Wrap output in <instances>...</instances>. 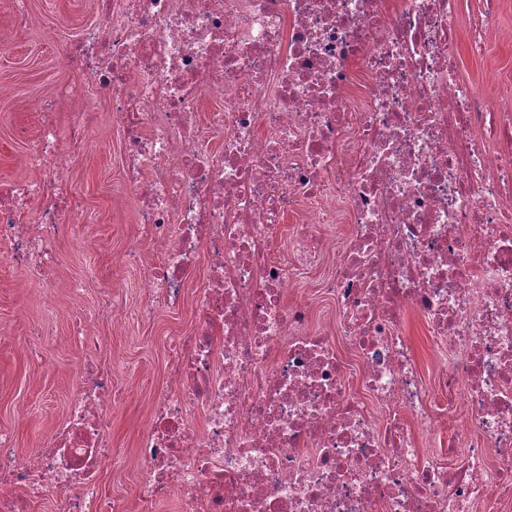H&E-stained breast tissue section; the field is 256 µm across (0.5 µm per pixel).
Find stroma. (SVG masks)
Here are the masks:
<instances>
[{
	"label": "stroma",
	"instance_id": "35a3bbf8",
	"mask_svg": "<svg viewBox=\"0 0 512 512\" xmlns=\"http://www.w3.org/2000/svg\"><path fill=\"white\" fill-rule=\"evenodd\" d=\"M94 0H24L34 27L17 28L9 15L0 14V85L12 88V96L0 98V182L22 176L16 158L26 148L18 133L36 131L31 105L48 96L55 85L69 79L61 62L63 46L93 24ZM512 30V0H498L492 32L483 57L462 55V74L480 86L492 103L512 100V42L503 32ZM495 81H487L488 73ZM121 137L109 126L99 127L86 159L73 168L70 185L73 203L84 212L81 224L61 226L56 246L62 256L55 270L57 288L42 294L29 275L0 259V431L12 433L16 456H26L60 425L66 416L69 392L61 380L82 364L83 351L72 345L68 285L78 280L88 305L100 304L105 294L123 299L127 318L119 325L110 320L98 324L99 357L112 369V381L120 392L111 408L112 442L122 454L100 473L103 493L118 507L134 497L139 472L134 458L137 440L148 422L149 401L167 381L168 351L173 336L189 332L195 322L189 303L174 307L152 306L141 287L140 269L126 255L134 244L133 203H120L123 193ZM349 230L347 216L322 225L328 242L322 260L301 269L292 297L310 299L312 326L335 334L336 307L322 293L332 274L336 255ZM51 322L53 338L33 352L20 351L17 337L28 335L34 325ZM419 375L434 384L441 368L436 343L425 322L411 310L403 315Z\"/></svg>",
	"mask_w": 512,
	"mask_h": 512
}]
</instances>
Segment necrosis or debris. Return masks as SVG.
<instances>
[{
  "label": "necrosis or debris",
  "instance_id": "1",
  "mask_svg": "<svg viewBox=\"0 0 512 512\" xmlns=\"http://www.w3.org/2000/svg\"><path fill=\"white\" fill-rule=\"evenodd\" d=\"M98 22L70 43V82L35 101L36 136L18 158L36 180L0 186V258L53 287L69 170L89 148L90 116L60 125V103L106 92L122 137L141 245L127 259L158 306L178 304L199 261L209 280L192 332L170 344L137 449L135 498L180 512H504L512 505V105H488L459 66L486 50L489 18L460 0H97ZM466 45H459L460 29ZM367 78L349 94L353 69ZM221 93L210 122L224 147L199 144L200 91ZM38 200L36 223L21 203ZM313 204L289 251L284 216ZM350 234L324 292L339 312L352 374L289 305L320 257L323 205ZM72 339L62 427L26 458L0 432V512L52 497L68 512H115L99 484L113 453L111 370L99 315L70 287ZM425 320L443 366L421 383L403 310ZM359 387H352V377ZM467 412L449 419L457 394ZM386 410L377 422L369 405ZM450 429L445 467L416 429Z\"/></svg>",
  "mask_w": 512,
  "mask_h": 512
}]
</instances>
